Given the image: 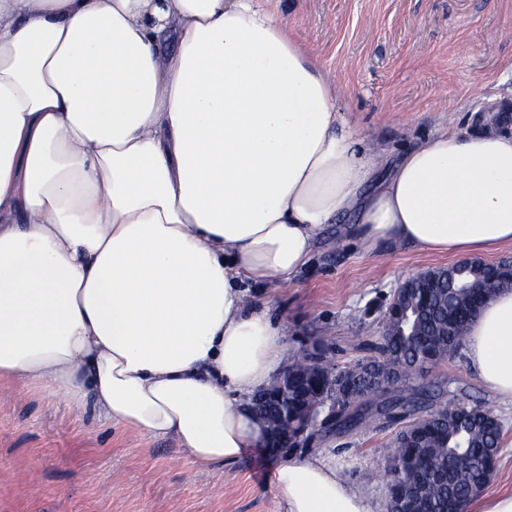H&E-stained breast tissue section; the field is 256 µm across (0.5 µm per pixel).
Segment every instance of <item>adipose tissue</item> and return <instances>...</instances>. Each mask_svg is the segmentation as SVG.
Segmentation results:
<instances>
[{
    "label": "adipose tissue",
    "mask_w": 512,
    "mask_h": 512,
    "mask_svg": "<svg viewBox=\"0 0 512 512\" xmlns=\"http://www.w3.org/2000/svg\"><path fill=\"white\" fill-rule=\"evenodd\" d=\"M272 0H0V383L175 438L202 468L265 444L250 397L324 225L376 253L512 246V135L447 128L388 162ZM512 405V289L463 348ZM283 512H375L323 456Z\"/></svg>",
    "instance_id": "adipose-tissue-1"
}]
</instances>
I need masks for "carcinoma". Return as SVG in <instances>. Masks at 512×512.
<instances>
[{
	"label": "carcinoma",
	"mask_w": 512,
	"mask_h": 512,
	"mask_svg": "<svg viewBox=\"0 0 512 512\" xmlns=\"http://www.w3.org/2000/svg\"><path fill=\"white\" fill-rule=\"evenodd\" d=\"M496 288H512V266L482 263L476 268L454 265L436 280L414 283L421 313L407 321L395 317L396 335L365 344L364 357L339 367L334 363L313 364L302 349L289 354L294 374L293 422L288 448H305L312 436L307 428L308 407L319 404L329 392L331 371L342 390L336 391V434L361 424L365 416L345 419L350 408L364 405L377 387L369 372L388 374L391 360L400 365L404 380L427 362L436 366L454 356L464 345L467 326ZM502 425L480 406L469 407L454 395L435 415L415 418L389 444L387 457L388 495L401 498L402 512H455L491 480L502 443Z\"/></svg>",
	"instance_id": "cac0c4a2"
}]
</instances>
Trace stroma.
Listing matches in <instances>:
<instances>
[{
    "instance_id": "stroma-1",
    "label": "stroma",
    "mask_w": 512,
    "mask_h": 512,
    "mask_svg": "<svg viewBox=\"0 0 512 512\" xmlns=\"http://www.w3.org/2000/svg\"><path fill=\"white\" fill-rule=\"evenodd\" d=\"M275 7L331 70L361 136L391 158L450 124L480 132L485 105L512 102V0H277ZM454 262L407 244L380 255L337 238L330 224L291 281L252 283L248 293L270 297L288 351L324 340L343 365L378 340L382 312L402 282ZM431 384L440 391L427 398L429 407L455 394L501 416L509 446L486 491H512V414L478 383L463 355L371 401ZM411 421L400 412L385 425L322 436L314 451L336 457L342 475L385 512L387 445ZM280 460L268 448H249L232 467L201 468L173 438L147 440L43 393L0 386V512H280Z\"/></svg>"
}]
</instances>
